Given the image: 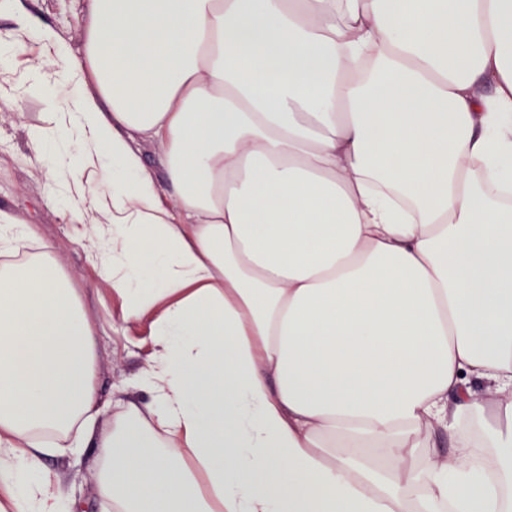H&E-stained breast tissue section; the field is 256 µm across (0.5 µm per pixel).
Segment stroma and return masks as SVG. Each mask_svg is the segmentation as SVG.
Listing matches in <instances>:
<instances>
[{"label": "stroma", "mask_w": 512, "mask_h": 512, "mask_svg": "<svg viewBox=\"0 0 512 512\" xmlns=\"http://www.w3.org/2000/svg\"><path fill=\"white\" fill-rule=\"evenodd\" d=\"M36 25L54 30L72 49L82 42V19L88 0H22ZM15 50L11 68L0 69V213L18 224L34 225L38 239L46 244L65 270L73 287L84 296L87 319L94 332L95 384L102 400L125 391L132 400L145 403L150 396L134 385L153 352L146 326L120 320L121 300L113 295L92 256L99 245L84 231L85 224H105L109 218L92 209L84 222L73 220L67 192H54L56 175L36 161L28 128L44 124L48 105L39 94L20 92L19 86L36 67L50 69L46 49L23 31L12 10L0 8V45ZM95 448L84 451L81 463L62 456L45 459L46 468L65 479L75 512H112L98 496L92 461Z\"/></svg>", "instance_id": "1"}]
</instances>
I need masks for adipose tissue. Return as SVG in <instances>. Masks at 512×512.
<instances>
[{"mask_svg": "<svg viewBox=\"0 0 512 512\" xmlns=\"http://www.w3.org/2000/svg\"><path fill=\"white\" fill-rule=\"evenodd\" d=\"M17 19L155 349L96 434L81 298L0 219V512H71L43 457L90 445L112 512H512V0H91L76 54ZM140 155L145 167L159 183H164L166 171L163 163V151L161 146L154 141H139Z\"/></svg>", "mask_w": 512, "mask_h": 512, "instance_id": "ef3b65f1", "label": "adipose tissue"}]
</instances>
